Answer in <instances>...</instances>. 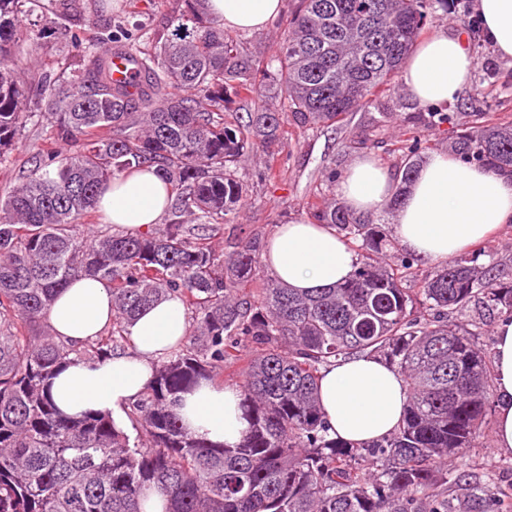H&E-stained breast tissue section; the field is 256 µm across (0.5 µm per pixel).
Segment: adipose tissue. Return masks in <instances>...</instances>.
Here are the masks:
<instances>
[{
  "label": "adipose tissue",
  "instance_id": "ef3b65f1",
  "mask_svg": "<svg viewBox=\"0 0 512 512\" xmlns=\"http://www.w3.org/2000/svg\"><path fill=\"white\" fill-rule=\"evenodd\" d=\"M208 13L225 28L259 32L284 8V0H207ZM483 34L496 53L512 60V0H476ZM474 66L464 36L438 30L416 44L405 59L403 82L420 104L446 109L465 87ZM337 196L359 214L396 203L394 234L400 245L428 263H441L474 250L501 224L512 223V174L495 173L445 152L421 165L405 188L370 156L356 157L336 186ZM167 207L166 181L156 167L126 173L101 194L104 223L136 232L161 222ZM263 261L275 278L300 291L347 279L355 252L325 225L304 220L278 225ZM53 333L81 346L112 322L109 282L80 276L59 292L46 313ZM189 333L180 300L164 297L129 324L135 352L100 361L75 359L54 379L51 396L65 415L109 414L126 429L124 406L154 376L156 362ZM496 444L512 449V321L494 336ZM407 394L399 372L381 359L350 357L324 369L320 401L334 435L355 443L381 438L397 426ZM177 412L191 432L218 443H236L247 428L236 389L200 384L182 398Z\"/></svg>",
  "mask_w": 512,
  "mask_h": 512
}]
</instances>
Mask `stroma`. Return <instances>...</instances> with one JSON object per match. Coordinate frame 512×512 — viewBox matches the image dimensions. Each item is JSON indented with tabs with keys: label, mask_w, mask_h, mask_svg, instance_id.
Masks as SVG:
<instances>
[{
	"label": "stroma",
	"mask_w": 512,
	"mask_h": 512,
	"mask_svg": "<svg viewBox=\"0 0 512 512\" xmlns=\"http://www.w3.org/2000/svg\"><path fill=\"white\" fill-rule=\"evenodd\" d=\"M174 7L175 0H112V26L133 31L172 13ZM475 17V0H450L447 9L429 15L423 28L427 34L438 29L467 33L468 49L475 61L462 90L463 100L450 105L455 114L454 124L426 127L418 134L419 139L430 141L437 153L449 151L457 126L468 122L473 110L486 112L493 122L512 121V61L500 59L486 40H474L475 30L468 22ZM421 109V104L399 87L335 127L313 132L287 126L274 156H253L239 169L246 203L232 223L216 229L214 242L218 251L227 252L233 243L253 236L269 239L278 225L306 218V203L324 176L330 172L343 174L357 155L367 151L365 146L355 143L356 132L383 125L384 142L372 152L382 164L397 168L400 157L393 145L403 132L402 119ZM50 134L47 123H27L13 153V165L0 169V195L18 183L23 171L31 167L34 153ZM270 165L277 172L272 180L264 175ZM471 256L479 265L496 266L504 278H512V223L501 225ZM506 318V313L478 301L450 316L451 321L467 329L485 327V334L476 337L475 342L488 360L493 357L491 331ZM439 467L447 475L446 482L435 490L440 500L456 503L463 495L462 485L466 484L479 496L485 489H493L498 497L496 512H512V450L497 446L494 414H487L471 448L462 455L441 460Z\"/></svg>",
	"instance_id": "35a3bbf8"
}]
</instances>
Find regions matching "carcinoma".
I'll return each mask as SVG.
<instances>
[{
    "instance_id": "obj_1",
    "label": "carcinoma",
    "mask_w": 512,
    "mask_h": 512,
    "mask_svg": "<svg viewBox=\"0 0 512 512\" xmlns=\"http://www.w3.org/2000/svg\"><path fill=\"white\" fill-rule=\"evenodd\" d=\"M81 2L0 0V166L12 163L26 122L52 129L22 183L0 197V512H143L151 493L162 512H450L433 495L438 463L471 447L494 376L448 311L481 295L512 316V281L463 257L433 270L408 257L381 261L375 216L318 200L320 188L309 218L358 250L352 275L333 288L302 294L271 279L251 291L261 240L220 255L206 234L238 210L243 162L272 155L287 123L317 130L373 104L447 0H298L269 57L242 54L204 0H179L174 18L144 32L118 36L110 23L89 39L62 31L75 59L38 73L35 98L17 49L39 44ZM114 51L134 63L136 90L113 82ZM272 92L276 103L246 120L231 110ZM453 147L467 163L512 171V123L480 112ZM419 150L417 139L396 148L404 183ZM144 166L166 180V222L81 231L112 179ZM82 274L112 284L111 330L80 347L52 332L29 335ZM167 294L180 297L192 329L126 408L147 445H130L107 416L62 415L50 396L56 373L73 359L112 355L129 323ZM241 337L252 348L236 383L248 426L235 445L212 443L188 432L175 409L241 360ZM361 352L397 365L408 403L393 433L352 443L330 434L318 383L324 367Z\"/></svg>"
}]
</instances>
